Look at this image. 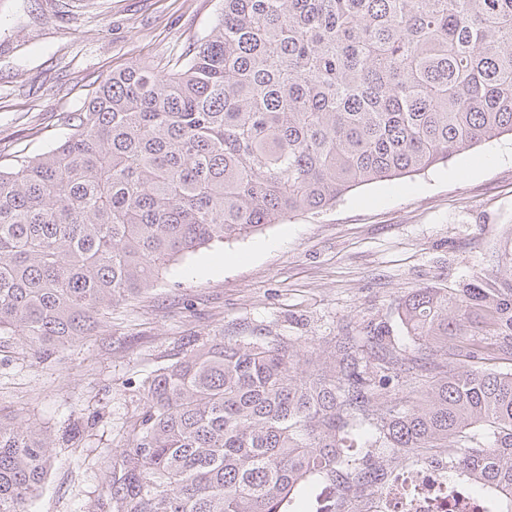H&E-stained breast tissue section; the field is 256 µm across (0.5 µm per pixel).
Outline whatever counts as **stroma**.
Segmentation results:
<instances>
[{
  "label": "stroma",
  "mask_w": 512,
  "mask_h": 512,
  "mask_svg": "<svg viewBox=\"0 0 512 512\" xmlns=\"http://www.w3.org/2000/svg\"><path fill=\"white\" fill-rule=\"evenodd\" d=\"M220 0H0V164L64 139L112 70L174 62ZM512 241V137L448 165L361 186L245 239L171 265L112 309L111 327L38 362L0 345V413L60 442L34 512H95L104 449L125 447L143 381L215 339L283 338L328 358L334 337L408 338L396 308L412 290L456 288L491 271Z\"/></svg>",
  "instance_id": "obj_1"
}]
</instances>
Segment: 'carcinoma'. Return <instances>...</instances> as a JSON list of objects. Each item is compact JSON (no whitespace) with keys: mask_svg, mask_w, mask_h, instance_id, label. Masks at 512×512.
<instances>
[{"mask_svg":"<svg viewBox=\"0 0 512 512\" xmlns=\"http://www.w3.org/2000/svg\"><path fill=\"white\" fill-rule=\"evenodd\" d=\"M505 134L512 0H222L170 71L112 72L63 141L0 168V343L55 359L179 259ZM504 264L408 294L410 351L338 336L302 371L284 339H216L156 371L99 509L289 512L368 484L386 450L438 448L450 483L512 512V371L485 366L512 358ZM55 447L0 416V512H30Z\"/></svg>","mask_w":512,"mask_h":512,"instance_id":"1","label":"carcinoma"}]
</instances>
